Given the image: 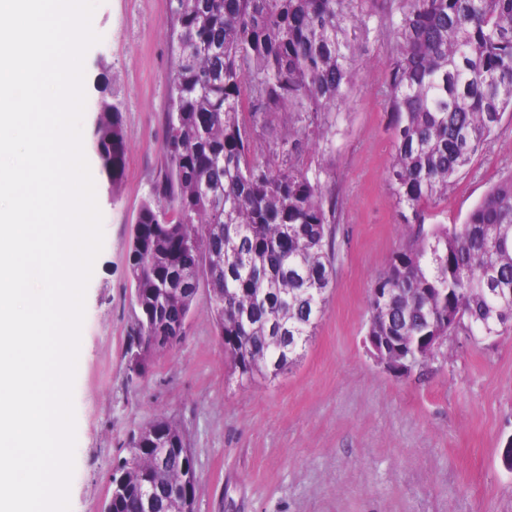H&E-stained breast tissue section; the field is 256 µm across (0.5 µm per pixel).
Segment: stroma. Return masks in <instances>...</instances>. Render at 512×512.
Masks as SVG:
<instances>
[{
    "label": "stroma",
    "instance_id": "stroma-1",
    "mask_svg": "<svg viewBox=\"0 0 512 512\" xmlns=\"http://www.w3.org/2000/svg\"><path fill=\"white\" fill-rule=\"evenodd\" d=\"M169 0H101L85 57L83 145L102 86H111L127 144L122 192L94 174L104 244L89 281L74 383L71 512H101L131 434L164 412L186 427L199 469L196 512H512V330L458 333L441 355L402 374L365 344L372 280L400 246L387 180L389 21L375 16L340 111L319 115L303 158L335 191L336 275L306 350L276 379L245 381L224 355L205 306L182 341L129 379L134 320L128 242L141 202L164 176L171 49ZM328 127L320 138L319 127ZM512 173V117L427 209L426 226L462 223Z\"/></svg>",
    "mask_w": 512,
    "mask_h": 512
}]
</instances>
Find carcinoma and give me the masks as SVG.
Returning a JSON list of instances; mask_svg holds the SVG:
<instances>
[{"label": "carcinoma", "mask_w": 512, "mask_h": 512, "mask_svg": "<svg viewBox=\"0 0 512 512\" xmlns=\"http://www.w3.org/2000/svg\"><path fill=\"white\" fill-rule=\"evenodd\" d=\"M167 169L139 206L127 266L134 285L129 372L145 375L205 303L241 379L276 378L313 336L336 259V194L300 164L302 117L334 112L353 88L350 61L376 10L389 34L395 151L387 171L401 247L372 282L366 335L422 368L427 336L512 329V174L461 224L425 229L426 208L491 143L512 112V0H170ZM94 130L100 171L117 190L126 166L122 112L102 88ZM288 115L285 163L257 160L249 118ZM187 432L158 414L133 432L112 472L111 512L173 508ZM169 451L165 469L161 450Z\"/></svg>", "instance_id": "carcinoma-1"}]
</instances>
